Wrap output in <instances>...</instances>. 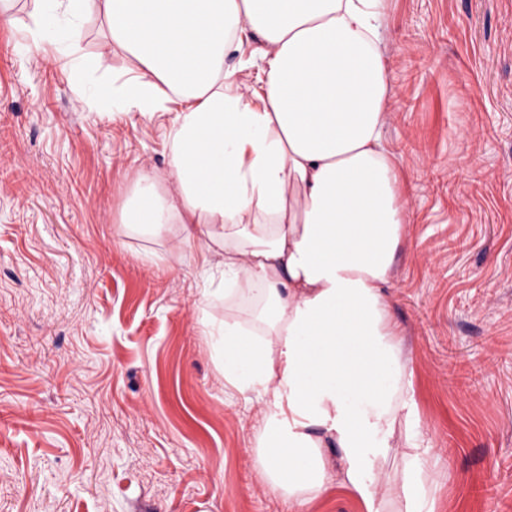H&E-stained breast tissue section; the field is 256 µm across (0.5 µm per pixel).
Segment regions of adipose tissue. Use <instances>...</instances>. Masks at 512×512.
<instances>
[{"label": "adipose tissue", "instance_id": "ef3b65f1", "mask_svg": "<svg viewBox=\"0 0 512 512\" xmlns=\"http://www.w3.org/2000/svg\"><path fill=\"white\" fill-rule=\"evenodd\" d=\"M388 0H55L103 17L108 49L135 66L116 92L125 112L180 102L169 176L139 175L121 221L161 234L180 225L224 250V378L266 407L257 460L295 512L329 481L366 512H423L415 429L398 490L379 495L399 419L415 403L392 310L406 224L399 171L384 145ZM260 36L265 77L239 91L228 50ZM340 451L333 467L327 449Z\"/></svg>", "mask_w": 512, "mask_h": 512}]
</instances>
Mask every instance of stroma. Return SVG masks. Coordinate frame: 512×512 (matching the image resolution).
<instances>
[{
    "mask_svg": "<svg viewBox=\"0 0 512 512\" xmlns=\"http://www.w3.org/2000/svg\"><path fill=\"white\" fill-rule=\"evenodd\" d=\"M0 19V512H290L262 476L259 397L224 381L207 239L128 232L138 172L169 175L173 112H116L133 68ZM83 55L105 45L76 22ZM385 140L408 224L406 332L433 512H512V0H389Z\"/></svg>",
    "mask_w": 512,
    "mask_h": 512,
    "instance_id": "35a3bbf8",
    "label": "stroma"
}]
</instances>
